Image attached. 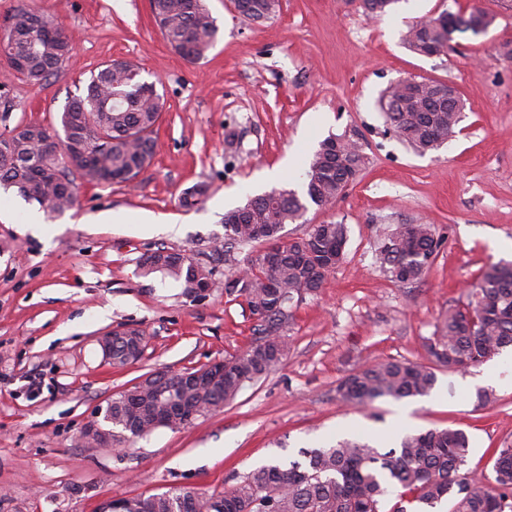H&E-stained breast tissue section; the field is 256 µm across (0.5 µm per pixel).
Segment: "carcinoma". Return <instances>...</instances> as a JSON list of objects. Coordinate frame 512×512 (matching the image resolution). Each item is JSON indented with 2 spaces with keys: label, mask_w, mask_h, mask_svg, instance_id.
Here are the masks:
<instances>
[{
  "label": "carcinoma",
  "mask_w": 512,
  "mask_h": 512,
  "mask_svg": "<svg viewBox=\"0 0 512 512\" xmlns=\"http://www.w3.org/2000/svg\"><path fill=\"white\" fill-rule=\"evenodd\" d=\"M364 14L381 17L395 0H363ZM151 11L167 42L183 57L198 61L213 45L217 26L205 0H151ZM0 32V58L21 74L20 81L40 86L58 74L71 58L72 43L56 18L36 0H21L7 15ZM494 19L484 13L443 12L412 24L404 45L417 55L433 45L445 54L453 35L487 28ZM438 80L415 78L389 85L380 107L394 133L419 153L440 148L463 121V105L434 100ZM162 117L155 84L139 80L138 68L111 61L91 72L82 92L73 96L59 117L55 148L45 143L40 128L0 139V189L14 188L28 203L47 213L62 214L76 200L75 177L90 184L128 183L155 156V128ZM324 139L310 156L302 190L273 189L224 213V243L216 257L201 262L185 251L158 249L152 262L140 264L145 277L161 273L179 282L183 294L198 299L199 287L211 284L216 263L234 249L263 244L265 250L247 264L249 273L224 278L225 293L243 299L260 317L255 339L241 354L224 360V378L214 385L182 388V376L203 368L158 376L160 390L112 399V412L103 421L112 437L143 438L158 429L159 409L167 408L171 423L185 405L203 417L233 400L245 383L266 375L288 349L284 328L293 309L307 294L323 286L341 263L347 227L315 224L309 233L288 243L282 231L304 217L308 205L324 206L342 197L365 169L367 155L361 139L349 138L340 152L325 150ZM209 195L202 182L184 193L182 204L193 207ZM444 239L431 224H397L377 242L378 260L392 282L423 281ZM512 346V263L482 269L475 288L461 307L448 309L426 348L431 365L408 360L367 364L337 386L341 400L365 408L379 399L424 397L437 382L435 368L464 371ZM469 437L461 429L443 428L406 433L397 448L384 450L372 440L342 439L336 445L301 450L304 461L257 467L222 494L181 488L150 496V512H396L384 510L389 487L401 489L422 507L444 501L448 512H512V445L496 448L491 474L463 470Z\"/></svg>",
  "instance_id": "carcinoma-1"
}]
</instances>
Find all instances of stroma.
I'll use <instances>...</instances> for the list:
<instances>
[{
	"instance_id": "stroma-1",
	"label": "stroma",
	"mask_w": 512,
	"mask_h": 512,
	"mask_svg": "<svg viewBox=\"0 0 512 512\" xmlns=\"http://www.w3.org/2000/svg\"><path fill=\"white\" fill-rule=\"evenodd\" d=\"M206 4L218 34L191 62L164 39L150 0L39 2L72 34V57L42 86L11 82L0 131L57 125L82 80L114 59L136 64L163 108L156 155L134 182L79 183L75 204L44 215L41 231L27 226L31 204L0 192V512H95L102 499L182 487L218 494L256 467L365 433L395 447L406 432L463 429L476 472L512 443V348L464 371L437 369L422 398L354 408L336 391L368 362L428 363L426 340L448 308L465 302L486 265L512 261L500 249L512 243V61L500 52L512 42V0H397L379 19L355 0H280L262 24L238 16L230 0ZM475 9L493 26L456 35L447 54L423 57L402 42L420 18ZM406 78L451 83L465 102L460 132L423 155L388 129L378 105ZM348 129L366 143L362 175L284 229L288 241L333 221L348 241L323 287L299 304L283 362L186 427L109 446L80 440L94 412L144 376L240 354L254 338L248 306L226 295L224 276L262 246L219 263L197 300L161 274L141 276L142 255L165 248L208 260L224 240L226 211L299 188L286 161L305 162ZM200 182L209 199L183 208L181 196ZM107 211L122 223L89 225ZM147 213L160 231H141ZM396 224H431L445 238L421 283L396 285L377 259L379 235ZM120 324L142 330L146 348L136 364L115 368L99 338Z\"/></svg>"
}]
</instances>
